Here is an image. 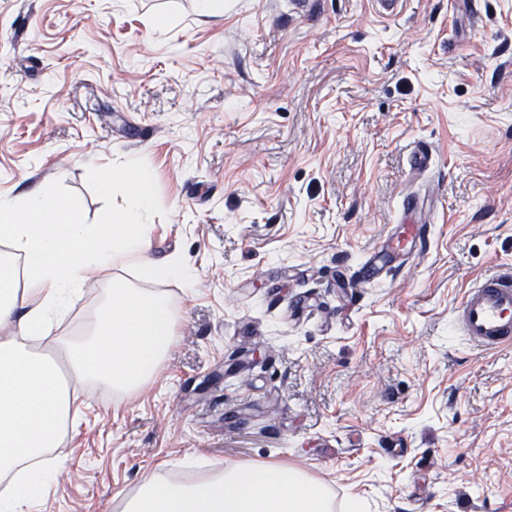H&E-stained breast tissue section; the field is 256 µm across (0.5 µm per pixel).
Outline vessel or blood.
Instances as JSON below:
<instances>
[{
	"instance_id": "obj_1",
	"label": "vessel or blood",
	"mask_w": 512,
	"mask_h": 512,
	"mask_svg": "<svg viewBox=\"0 0 512 512\" xmlns=\"http://www.w3.org/2000/svg\"><path fill=\"white\" fill-rule=\"evenodd\" d=\"M401 222L403 230L397 241L382 246L386 256L411 255L426 246L427 227L415 197H405ZM455 314L462 335L472 346L491 350L511 345L512 268L503 267L469 288Z\"/></svg>"
}]
</instances>
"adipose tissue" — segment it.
I'll use <instances>...</instances> for the list:
<instances>
[{
    "instance_id": "ef3b65f1",
    "label": "adipose tissue",
    "mask_w": 512,
    "mask_h": 512,
    "mask_svg": "<svg viewBox=\"0 0 512 512\" xmlns=\"http://www.w3.org/2000/svg\"><path fill=\"white\" fill-rule=\"evenodd\" d=\"M103 184L120 179L129 204L101 224H83L78 206L47 192L24 198L0 195V474L26 458L38 464L16 479L0 512H22L50 484L61 461L52 455L69 418L71 401L59 382L54 360L38 356L25 338L46 335L68 314L72 299L90 275L127 262L141 265L156 281L191 282L176 262L147 256L143 216L153 205L151 173L141 161L120 173L104 171ZM22 267H15V260ZM21 270L33 302L19 308L13 272ZM167 306L159 295L113 278L106 303L88 334L67 344L71 374L112 389L134 391L146 384L171 343ZM124 512H331L325 487L301 470L271 463L239 464L195 484H175L156 474L130 497Z\"/></svg>"
}]
</instances>
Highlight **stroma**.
I'll use <instances>...</instances> for the list:
<instances>
[{
	"instance_id": "stroma-1",
	"label": "stroma",
	"mask_w": 512,
	"mask_h": 512,
	"mask_svg": "<svg viewBox=\"0 0 512 512\" xmlns=\"http://www.w3.org/2000/svg\"><path fill=\"white\" fill-rule=\"evenodd\" d=\"M165 18L157 27L156 18ZM436 149L431 171L408 155ZM153 171L149 255L92 276L35 350L93 325L113 278L162 293L173 339L135 392L60 375L73 416L24 512H123L157 473L307 472L365 512H512V346L453 311L512 267V0H0V193L128 205ZM430 193L429 247L372 286L363 258Z\"/></svg>"
}]
</instances>
